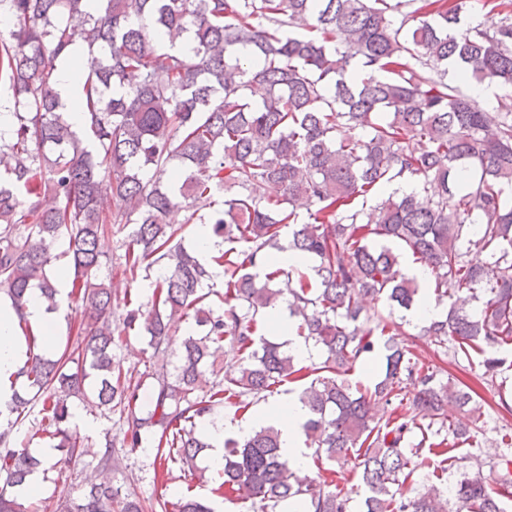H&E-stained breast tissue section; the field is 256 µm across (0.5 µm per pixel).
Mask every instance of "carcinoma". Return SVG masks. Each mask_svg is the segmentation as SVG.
<instances>
[{"label":"carcinoma","mask_w":512,"mask_h":512,"mask_svg":"<svg viewBox=\"0 0 512 512\" xmlns=\"http://www.w3.org/2000/svg\"><path fill=\"white\" fill-rule=\"evenodd\" d=\"M466 4L0 0L11 19L0 32V89L13 115L9 134L0 133V290L29 351L17 372L23 390L6 403L14 419L0 430V512H40L36 502L23 507L15 489L55 468L15 438L32 412L36 431L65 458L88 453V439L70 425V400L87 397L91 380L96 407L125 415L123 438L107 435L93 452L103 468L150 442L165 474L177 466L205 483L194 462L211 444L195 420L245 409L249 398L301 381V431L317 475L291 471L278 430L260 425L224 442L211 493L247 512H282L285 504L348 512L338 481L349 464L364 489L363 512H507V472L497 488L461 472L447 496L428 488L429 474L413 495L401 491L425 453L453 467L454 451L481 448L487 414L474 390L420 362L402 339L406 319L394 314L414 309L423 286L394 244L426 268L436 304L447 305L423 335L457 362L481 356L497 413L512 414V198L505 195L512 109L491 112L461 88L512 86V13L483 0V21L464 26ZM77 43L90 56L78 69L89 147L55 91L57 64ZM450 70L458 82L448 80ZM403 177L414 192L386 191ZM266 184L281 195L264 196ZM174 208L224 239L211 257L224 273L219 313L204 309L212 273L166 223ZM114 224L133 226L130 272L166 268L145 303L116 299L112 280L100 277L98 242ZM63 238L74 269L70 296L83 315L76 342L54 359L39 352L24 309L33 288L57 308L55 246ZM287 247L315 261V277L274 266L270 250ZM472 253L486 258L476 262ZM368 300L387 313L366 308ZM284 302L289 333L317 348L321 361L301 366L286 344L265 337L266 313ZM190 317L200 330L182 338L173 372L152 374L155 403L143 416L112 353L115 332H142L154 354H166L173 328ZM226 342L240 358L206 389L204 370L216 366ZM375 351L379 380L353 385L348 375ZM450 402L468 415L466 426L446 418ZM491 447L500 449L495 466L512 465V432ZM157 507L212 512L189 486ZM58 509L145 512V505L92 483Z\"/></svg>","instance_id":"carcinoma-1"}]
</instances>
